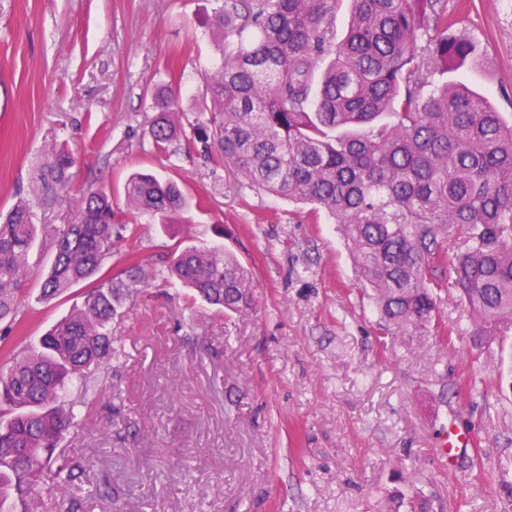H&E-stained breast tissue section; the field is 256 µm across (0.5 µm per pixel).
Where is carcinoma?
Instances as JSON below:
<instances>
[{"mask_svg": "<svg viewBox=\"0 0 512 512\" xmlns=\"http://www.w3.org/2000/svg\"><path fill=\"white\" fill-rule=\"evenodd\" d=\"M211 26L224 65L206 77L203 111L185 126L175 101L153 98L158 151L185 140L262 192L308 204L338 224L357 274L392 334L431 326L445 278L453 277L476 336L512 331V122L461 80L442 76L483 60L466 32L450 34L446 0H215ZM75 159L54 145L40 163L41 190L0 214V324L29 300L24 282L37 233L54 259L41 284L49 300L78 284L69 314L0 372V512L37 487L64 494L82 475L61 446L86 416L87 394L112 359L111 323L150 276L174 278L201 302L240 313L255 283L221 247L191 246L146 274L103 271L118 241H134L102 190L84 197L77 220L37 228L32 204L51 208L68 191ZM128 210L182 223V187L148 173L126 182ZM81 397L65 403L69 387Z\"/></svg>", "mask_w": 512, "mask_h": 512, "instance_id": "cac0c4a2", "label": "carcinoma"}]
</instances>
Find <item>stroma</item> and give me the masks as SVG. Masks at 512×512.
<instances>
[{"label": "stroma", "mask_w": 512, "mask_h": 512, "mask_svg": "<svg viewBox=\"0 0 512 512\" xmlns=\"http://www.w3.org/2000/svg\"><path fill=\"white\" fill-rule=\"evenodd\" d=\"M483 46L460 78L512 119V0H447ZM214 0H0V210L39 186L56 142L75 151L72 187L35 224L74 221L87 190L124 207L136 172L178 182L184 223L146 214L145 267L187 246L235 254L254 303L227 315L189 289L149 281L112 321L117 350L93 410L64 446L83 474L27 512H512V335L444 343L420 327L382 335L352 257L325 215L259 192L185 142L149 136L153 95L194 121L205 76L222 63ZM52 248L28 256L30 299L0 353L35 348L74 304L40 300ZM470 379L480 396L457 395ZM473 444L445 462L449 422Z\"/></svg>", "instance_id": "obj_1"}]
</instances>
